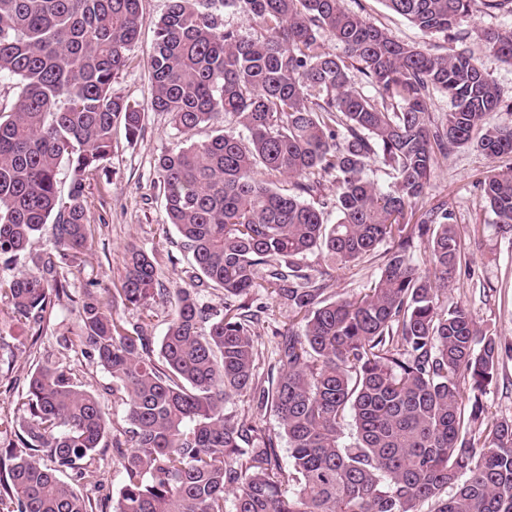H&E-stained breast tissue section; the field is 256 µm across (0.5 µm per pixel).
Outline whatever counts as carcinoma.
<instances>
[{"label": "carcinoma", "mask_w": 512, "mask_h": 512, "mask_svg": "<svg viewBox=\"0 0 512 512\" xmlns=\"http://www.w3.org/2000/svg\"><path fill=\"white\" fill-rule=\"evenodd\" d=\"M141 0H0V260L27 259L31 240L51 246L0 282L18 320L41 327L67 295L62 271L88 249L86 181L110 158L112 127L138 138L144 112L112 95L138 39ZM425 33L471 22L476 0H384ZM232 8L265 34L224 28ZM331 32L344 54L321 41ZM486 45L512 63V28L486 30ZM150 109L186 136L158 158L167 223L195 263L196 283L179 291L154 352L151 315L128 327L98 295L81 301L74 346L112 377L124 406L112 438L122 482L112 512H512V421L472 429L480 396L511 345L477 329L461 306L440 304V287L464 256L452 214L408 209L427 187L435 153L475 146L512 154V127L490 121L501 88L465 52L435 55L397 40L348 10L344 0H168L150 56ZM363 76L375 94L351 83ZM448 97L445 123L431 129L427 101ZM226 113L236 126L210 140L189 135ZM394 171L383 188L366 163ZM67 199L58 194L62 165ZM294 180L278 192L259 175ZM336 185V223L305 197ZM498 229L512 235V170L482 183ZM391 241L366 292L329 301L327 283L299 264L323 249L351 269ZM432 275L412 263L415 244ZM267 287L300 319L281 337L277 374L256 372L253 314L225 303L217 317L196 288L237 298ZM157 294L149 253L127 251L120 297L146 310ZM475 395L462 408L460 378ZM249 396L279 420L277 437L224 413ZM28 420L16 438L0 430V512H93L78 489L100 468L112 422L100 396L56 364L26 378Z\"/></svg>", "instance_id": "cac0c4a2"}]
</instances>
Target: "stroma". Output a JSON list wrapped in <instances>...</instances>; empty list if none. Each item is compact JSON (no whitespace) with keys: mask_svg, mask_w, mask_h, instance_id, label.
<instances>
[{"mask_svg":"<svg viewBox=\"0 0 512 512\" xmlns=\"http://www.w3.org/2000/svg\"><path fill=\"white\" fill-rule=\"evenodd\" d=\"M346 7L384 26L398 40L418 45L431 53L445 55L468 52L479 60L504 93L492 113L494 123L512 126V64L502 61L481 39L483 30L512 28V9L478 8L472 24L458 34H426L387 9L383 0H345ZM167 0H142L143 23L137 45L131 50L128 67L112 83V92L145 107L142 131L128 141L123 124L112 131V157L105 171L87 182L86 206L91 245L75 267L66 271L69 295L54 306L39 338L17 321L10 306L0 301V417L22 427L18 387L28 372L39 364H58L71 369L85 387L100 395L114 424H121L123 410L112 402V379L80 350L67 349L63 340L80 332L79 303L87 288L94 287L104 304L126 324L138 323L139 309L123 305L117 294L125 273L126 247L133 244L152 254L158 288L163 291L150 305L151 334L162 338L178 290L189 287L193 269L180 240L166 223L157 188V159L174 148L180 136L172 129L166 113L148 110L151 98L150 54L155 24ZM512 167V155L489 158L473 148L437 155L425 193L412 203L411 223L436 207H448L466 244V254L451 283L441 296L445 307L467 308L477 326L487 335L512 341V236L501 233L487 208L482 183L492 169ZM301 263L312 272L323 273L325 296L334 300L358 294L371 287L382 272V260L367 257L351 272L334 268L324 252L315 251ZM242 303L261 310L255 325L258 336L259 371L267 373L277 360V342L288 329L300 323L269 289L257 288L242 296ZM491 419L512 420V357L502 356L494 381L482 396ZM121 485L117 463L104 459L101 468L82 482L84 493L94 500L99 512H111Z\"/></svg>","mask_w":512,"mask_h":512,"instance_id":"35a3bbf8","label":"stroma"}]
</instances>
